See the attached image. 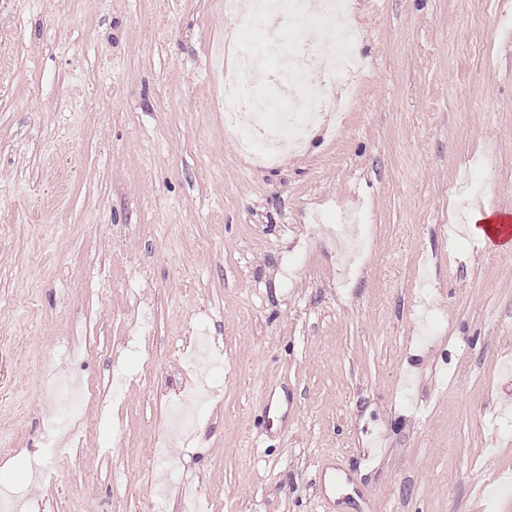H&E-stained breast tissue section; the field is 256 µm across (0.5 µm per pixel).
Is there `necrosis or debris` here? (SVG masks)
<instances>
[{
	"instance_id": "obj_1",
	"label": "necrosis or debris",
	"mask_w": 512,
	"mask_h": 512,
	"mask_svg": "<svg viewBox=\"0 0 512 512\" xmlns=\"http://www.w3.org/2000/svg\"><path fill=\"white\" fill-rule=\"evenodd\" d=\"M360 36L359 30L344 27L325 45L303 39L287 42L271 35L250 46L225 43L224 121L244 154H251L258 134L266 143L261 157L267 164L275 162L282 151L301 147L308 128L334 107L336 81L351 82L362 73L364 64L354 51ZM272 54L280 59L275 70L264 65ZM281 79L299 87V101L277 102L261 94L262 86ZM43 385L54 397V406L45 415V433L62 456L66 450L59 445L57 428L63 424L69 434L79 432L78 403L84 389L79 381L62 378L54 370L44 375Z\"/></svg>"
}]
</instances>
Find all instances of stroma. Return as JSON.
<instances>
[{
	"label": "stroma",
	"mask_w": 512,
	"mask_h": 512,
	"mask_svg": "<svg viewBox=\"0 0 512 512\" xmlns=\"http://www.w3.org/2000/svg\"><path fill=\"white\" fill-rule=\"evenodd\" d=\"M224 2L0 0V485L37 460L29 512H144L158 465L164 512L183 482L199 512H330L335 468L332 512H512V252L447 230L512 217V0H351L347 111L264 167L218 105L225 32L262 36ZM350 214L372 234L346 277ZM202 332L223 373L188 444L164 412ZM48 364L89 390L64 457Z\"/></svg>",
	"instance_id": "obj_1"
}]
</instances>
